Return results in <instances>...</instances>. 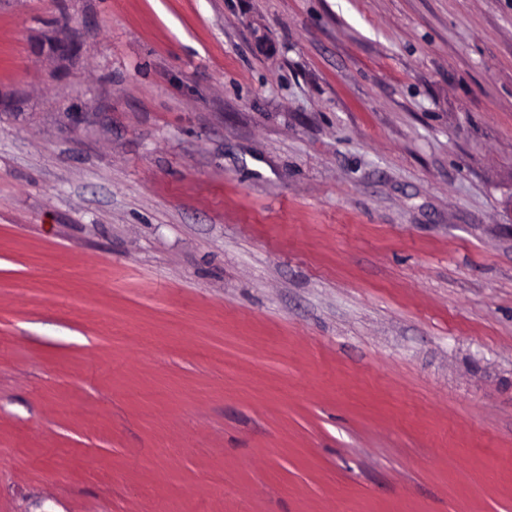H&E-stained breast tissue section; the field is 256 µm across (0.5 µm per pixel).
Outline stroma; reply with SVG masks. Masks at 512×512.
I'll return each instance as SVG.
<instances>
[{"label":"stroma","mask_w":512,"mask_h":512,"mask_svg":"<svg viewBox=\"0 0 512 512\" xmlns=\"http://www.w3.org/2000/svg\"><path fill=\"white\" fill-rule=\"evenodd\" d=\"M0 512H512V0H0Z\"/></svg>","instance_id":"stroma-1"}]
</instances>
